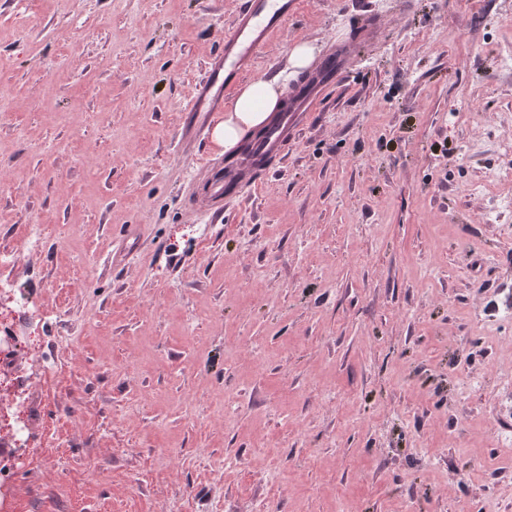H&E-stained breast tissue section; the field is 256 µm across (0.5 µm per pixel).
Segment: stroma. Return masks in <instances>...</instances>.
<instances>
[{
    "label": "stroma",
    "mask_w": 512,
    "mask_h": 512,
    "mask_svg": "<svg viewBox=\"0 0 512 512\" xmlns=\"http://www.w3.org/2000/svg\"><path fill=\"white\" fill-rule=\"evenodd\" d=\"M241 2L0 0V254L78 416L14 512H507L512 185H469L512 135V0H297L252 79L302 42L348 74L214 222L183 106ZM499 402L496 410L498 420L512 419V369L508 367L500 374ZM498 395V397H499Z\"/></svg>",
    "instance_id": "35a3bbf8"
}]
</instances>
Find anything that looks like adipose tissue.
Segmentation results:
<instances>
[{
    "mask_svg": "<svg viewBox=\"0 0 512 512\" xmlns=\"http://www.w3.org/2000/svg\"><path fill=\"white\" fill-rule=\"evenodd\" d=\"M284 81V76L277 75L240 86L223 121L212 132L213 142L229 152L236 149L246 133L264 127L272 113L283 106Z\"/></svg>",
    "mask_w": 512,
    "mask_h": 512,
    "instance_id": "obj_1",
    "label": "adipose tissue"
}]
</instances>
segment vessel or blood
Masks as SVG:
<instances>
[{
    "label": "vessel or blood",
    "mask_w": 512,
    "mask_h": 512,
    "mask_svg": "<svg viewBox=\"0 0 512 512\" xmlns=\"http://www.w3.org/2000/svg\"><path fill=\"white\" fill-rule=\"evenodd\" d=\"M296 10L295 0H243L235 24L224 37V49L210 60L205 78L191 93L185 110L211 122L224 110V93L239 75L249 71L255 55L266 45L270 34L282 28ZM350 64L348 50L330 56L321 73L305 90L294 95V107L279 113L268 125L264 141L250 145L247 155L233 162L220 157H206L201 165L203 187H190L186 195L191 208L203 209L212 217H220L224 202L231 192L251 188L256 181L253 156H278L287 140L288 129L296 115L309 111L320 99L326 86L342 75Z\"/></svg>",
    "instance_id": "obj_1"
}]
</instances>
